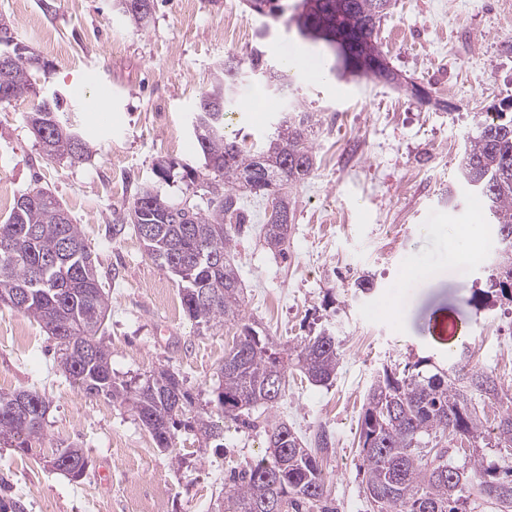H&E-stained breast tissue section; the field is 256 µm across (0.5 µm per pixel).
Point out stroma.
Returning <instances> with one entry per match:
<instances>
[{"label": "stroma", "mask_w": 512, "mask_h": 512, "mask_svg": "<svg viewBox=\"0 0 512 512\" xmlns=\"http://www.w3.org/2000/svg\"><path fill=\"white\" fill-rule=\"evenodd\" d=\"M0 19L48 62L33 82L63 98L60 120L92 147L80 162L47 158L26 123L31 100L0 104V191L14 199L50 190L96 253L117 380L136 386L167 367L202 401L219 384L236 328H200L171 311L176 282L133 228L116 237L112 227L142 190L186 200L182 166L202 163L192 126L200 96L228 55L258 44L284 88L266 91L268 106L257 113L235 97L226 136L262 143L292 108L318 123L314 172L289 192L287 255L263 245L265 202L245 201L250 221L233 252L245 314L276 341L327 331L343 351L328 384L289 369L280 403L252 410L249 427L225 421L222 447L181 428L169 453L156 448L132 405L84 398L41 326L1 307L0 390L36 389L51 405L41 456L0 444V501L20 502L24 512H43L48 501L55 512H132L134 489L153 498V512H212L225 477L260 458L267 425L284 421L304 440L329 437L322 469L336 512H371L358 417L384 366L426 357L450 369L464 359L512 384V307L470 302L489 286L496 228L456 182L465 136L512 100V0H395L379 41L398 85L340 78L333 57L251 14L244 0H154L140 25L116 0H0ZM416 84L430 90V102L412 94ZM161 158L177 163L170 177L156 170ZM419 264L432 276L408 278ZM363 274L374 282L366 294L354 290ZM69 444L91 460L77 483L44 462Z\"/></svg>", "instance_id": "stroma-1"}]
</instances>
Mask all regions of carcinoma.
Segmentation results:
<instances>
[{"instance_id": "carcinoma-1", "label": "carcinoma", "mask_w": 512, "mask_h": 512, "mask_svg": "<svg viewBox=\"0 0 512 512\" xmlns=\"http://www.w3.org/2000/svg\"><path fill=\"white\" fill-rule=\"evenodd\" d=\"M272 0H247L251 13L295 25L299 34L334 49L341 74L379 79L393 74L380 49L376 28L392 0H300L280 14ZM44 69L39 54L26 46L9 72V100L36 101L27 115L31 132L49 159L82 161L87 142L61 124V103L49 96L43 107L29 71ZM268 82L280 80L269 70L265 52L254 48L244 59L224 61V75L204 93L194 116L205 171L182 166V179L203 205L181 207L149 189L143 190L128 214L148 255L172 275L180 288L189 320L206 328L226 323L240 334L224 353L215 399L192 414L194 397L176 372L161 367L132 388L112 376L111 351L100 333L109 312L98 262L86 269L92 253L78 225L54 195L33 189L17 197L0 221V303L38 322L56 340L60 369L87 398L105 397L130 403L157 448H172L174 430L182 426L205 441H221L224 428L217 414L237 420L256 405L274 408L282 398L289 365L314 383L336 375L341 353L336 338L323 332L293 345L280 344L246 319L238 267L228 255L236 247L239 227L247 223L244 199L276 195L281 211L269 214L263 243L284 254L294 214L283 193L287 184H302L313 172L308 133L314 113H285L274 136L259 146L240 145L224 136V119L242 71ZM457 180L477 195L498 229L500 249L496 274L482 301L495 298L512 305V113L495 112L466 136ZM509 405L493 427L494 447L512 451V397L496 376L463 365L439 368L426 357L406 362L403 370L385 369L371 385L359 416L363 492L372 512H463L460 492L472 486L490 500L496 512H512V466L486 461L483 411L477 399ZM50 401L37 390L0 391V443L20 453L44 439ZM330 446L324 434L310 444L285 422L271 425L265 456L228 482L215 512H302L327 507L321 460ZM463 454L461 465L453 456ZM53 460L70 480H82L90 466L84 450L68 446Z\"/></svg>"}]
</instances>
